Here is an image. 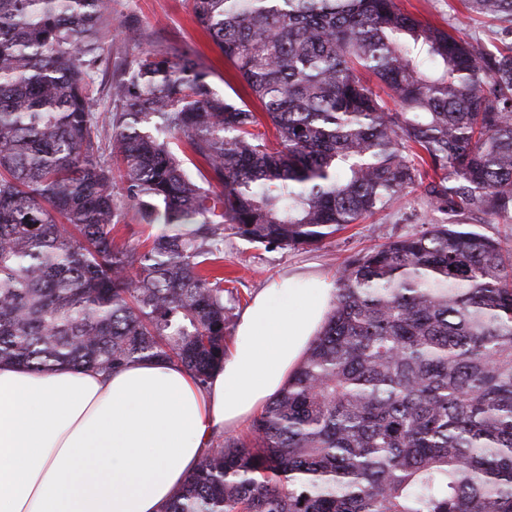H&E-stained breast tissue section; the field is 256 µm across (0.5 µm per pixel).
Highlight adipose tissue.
I'll list each match as a JSON object with an SVG mask.
<instances>
[{"instance_id":"obj_1","label":"adipose tissue","mask_w":512,"mask_h":512,"mask_svg":"<svg viewBox=\"0 0 512 512\" xmlns=\"http://www.w3.org/2000/svg\"><path fill=\"white\" fill-rule=\"evenodd\" d=\"M335 293L322 276L261 291L204 388L156 360L108 375L0 362V512H160L210 439L281 391Z\"/></svg>"}]
</instances>
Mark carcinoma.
<instances>
[{
    "mask_svg": "<svg viewBox=\"0 0 512 512\" xmlns=\"http://www.w3.org/2000/svg\"><path fill=\"white\" fill-rule=\"evenodd\" d=\"M464 2L512 28V0ZM190 8L276 146L188 51L112 80L103 146L112 0H0V362L161 360L203 387L226 354L224 231L316 245L419 188L444 218L341 265L281 392L161 512H512V245L456 220L512 219V40L473 45L396 0ZM128 204L175 231L116 242Z\"/></svg>",
    "mask_w": 512,
    "mask_h": 512,
    "instance_id": "cac0c4a2",
    "label": "carcinoma"
}]
</instances>
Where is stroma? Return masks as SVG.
Wrapping results in <instances>:
<instances>
[{"label": "stroma", "mask_w": 512, "mask_h": 512, "mask_svg": "<svg viewBox=\"0 0 512 512\" xmlns=\"http://www.w3.org/2000/svg\"><path fill=\"white\" fill-rule=\"evenodd\" d=\"M397 2L407 12L467 42L488 44L498 36L497 23L478 16L467 17L461 0ZM113 8L112 25L104 29L101 38L106 62L96 79L94 110L100 123H107L111 110L109 88L113 73L150 50L193 52L216 92L225 96L243 92L232 65L194 22L189 0H114ZM433 217L421 192L414 191L399 198L391 208L349 225L316 247L265 249L225 234L224 274L236 281L234 292L224 297L231 322H238L253 296L271 282L296 275L335 276L346 259L415 233Z\"/></svg>", "instance_id": "obj_1"}]
</instances>
